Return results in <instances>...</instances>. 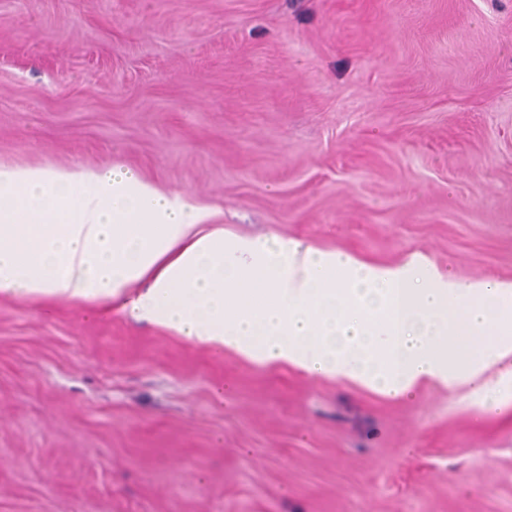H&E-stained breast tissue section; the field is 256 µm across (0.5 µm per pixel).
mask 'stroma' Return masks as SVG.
<instances>
[{
  "mask_svg": "<svg viewBox=\"0 0 512 512\" xmlns=\"http://www.w3.org/2000/svg\"><path fill=\"white\" fill-rule=\"evenodd\" d=\"M0 162L512 281V0H0ZM0 512H512V406L1 297Z\"/></svg>",
  "mask_w": 512,
  "mask_h": 512,
  "instance_id": "obj_1",
  "label": "stroma"
}]
</instances>
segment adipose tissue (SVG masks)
<instances>
[{
  "label": "adipose tissue",
  "instance_id": "obj_1",
  "mask_svg": "<svg viewBox=\"0 0 512 512\" xmlns=\"http://www.w3.org/2000/svg\"><path fill=\"white\" fill-rule=\"evenodd\" d=\"M0 297L113 303L217 351L394 397L477 381L512 355V281L460 282L423 254L374 265L225 233L121 167L0 164Z\"/></svg>",
  "mask_w": 512,
  "mask_h": 512
}]
</instances>
